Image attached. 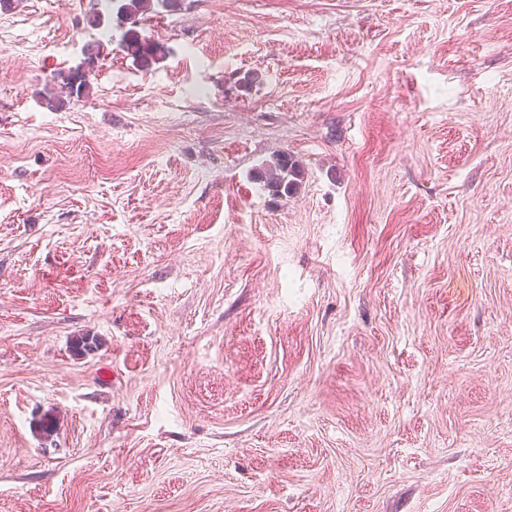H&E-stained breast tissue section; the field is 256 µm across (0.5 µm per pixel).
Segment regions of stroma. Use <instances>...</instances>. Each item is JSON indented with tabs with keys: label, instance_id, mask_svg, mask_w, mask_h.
Here are the masks:
<instances>
[{
	"label": "stroma",
	"instance_id": "1",
	"mask_svg": "<svg viewBox=\"0 0 512 512\" xmlns=\"http://www.w3.org/2000/svg\"><path fill=\"white\" fill-rule=\"evenodd\" d=\"M94 10L0 11V512H512V0H184L48 110ZM72 68L55 71L39 92L41 103L50 110H59L71 100L80 101L92 94V80ZM259 189L274 198L297 193L303 181V169L288 153L277 154L256 169L251 177Z\"/></svg>",
	"mask_w": 512,
	"mask_h": 512
}]
</instances>
